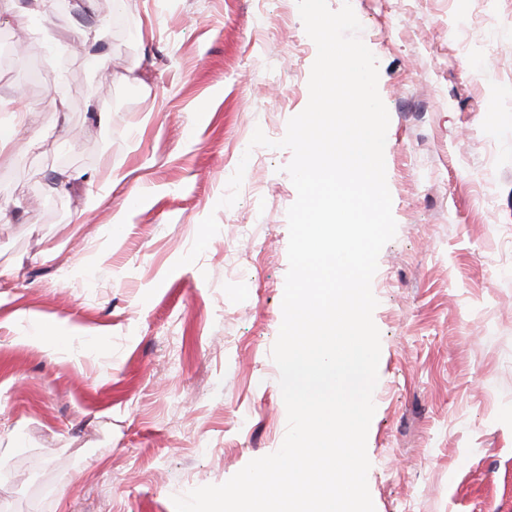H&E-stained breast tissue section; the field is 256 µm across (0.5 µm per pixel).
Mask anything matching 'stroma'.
Wrapping results in <instances>:
<instances>
[{
    "label": "stroma",
    "instance_id": "obj_1",
    "mask_svg": "<svg viewBox=\"0 0 512 512\" xmlns=\"http://www.w3.org/2000/svg\"><path fill=\"white\" fill-rule=\"evenodd\" d=\"M346 3L397 222L372 280L375 512H512V0ZM1 31L0 126L39 116L0 161V512H175L286 434L292 153L249 143L306 107L317 48L296 0H0ZM34 321L75 337L51 352Z\"/></svg>",
    "mask_w": 512,
    "mask_h": 512
}]
</instances>
